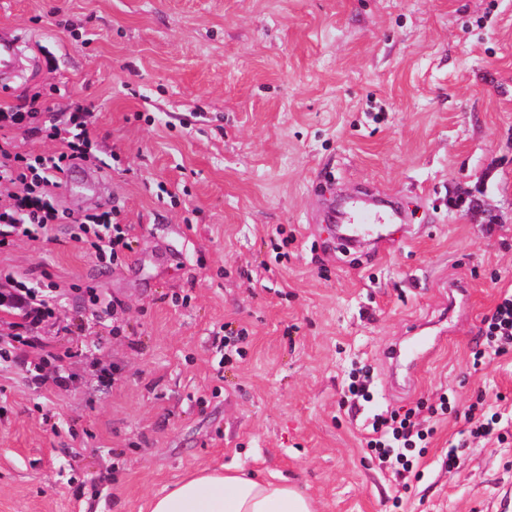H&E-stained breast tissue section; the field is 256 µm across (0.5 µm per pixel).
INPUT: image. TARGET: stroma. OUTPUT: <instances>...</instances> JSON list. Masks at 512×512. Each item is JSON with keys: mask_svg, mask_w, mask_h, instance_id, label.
Segmentation results:
<instances>
[{"mask_svg": "<svg viewBox=\"0 0 512 512\" xmlns=\"http://www.w3.org/2000/svg\"><path fill=\"white\" fill-rule=\"evenodd\" d=\"M1 28L35 59L1 101L95 113L98 188L54 207L117 208L132 249L102 267L63 222L0 253L57 283L37 334L71 354L60 386L0 358V512H147L189 471L237 465L316 512H512V433L447 459L478 398L512 424V352L470 364L512 287V0H0ZM332 188L409 203L391 250L319 222ZM446 315L462 331L396 387L386 348ZM361 365L376 411L455 395L410 482L343 401Z\"/></svg>", "mask_w": 512, "mask_h": 512, "instance_id": "1", "label": "stroma"}]
</instances>
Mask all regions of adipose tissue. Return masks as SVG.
<instances>
[{
    "mask_svg": "<svg viewBox=\"0 0 512 512\" xmlns=\"http://www.w3.org/2000/svg\"><path fill=\"white\" fill-rule=\"evenodd\" d=\"M150 512H315L313 501L280 476L241 466L201 467L153 497Z\"/></svg>",
    "mask_w": 512,
    "mask_h": 512,
    "instance_id": "1",
    "label": "adipose tissue"
}]
</instances>
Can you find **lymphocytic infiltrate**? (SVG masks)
I'll return each mask as SVG.
<instances>
[{"instance_id": "f902f5d3", "label": "lymphocytic infiltrate", "mask_w": 512, "mask_h": 512, "mask_svg": "<svg viewBox=\"0 0 512 512\" xmlns=\"http://www.w3.org/2000/svg\"><path fill=\"white\" fill-rule=\"evenodd\" d=\"M92 118V111L80 104L70 109L66 119L49 115L44 130L59 148L47 158L18 152L11 141L0 140V251L11 247L21 236L38 239L60 222L50 192L68 167L91 161ZM74 224V241L83 244L96 259H117L119 252L131 247L127 230L114 222L113 210L83 215L75 218ZM0 310L15 317L8 333L0 336V350L29 348L36 358L34 370L38 377L47 379L58 373L64 355L46 350L33 337L34 330L57 312L52 289L34 287L28 280L0 270ZM479 334L474 361H481L486 353L502 354L512 348L511 290L500 294L491 314L484 317ZM431 433L418 409L386 410L373 415L367 446L375 451L380 464L395 463L408 473L412 464L406 451L427 440Z\"/></svg>"}]
</instances>
